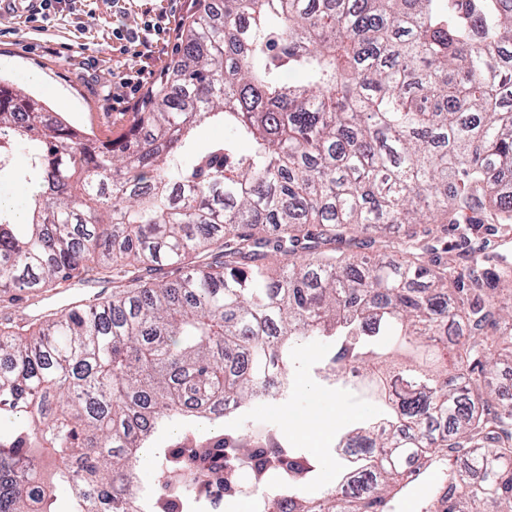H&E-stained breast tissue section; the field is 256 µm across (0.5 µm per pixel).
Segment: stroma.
Masks as SVG:
<instances>
[{
    "instance_id": "35a3bbf8",
    "label": "stroma",
    "mask_w": 512,
    "mask_h": 512,
    "mask_svg": "<svg viewBox=\"0 0 512 512\" xmlns=\"http://www.w3.org/2000/svg\"><path fill=\"white\" fill-rule=\"evenodd\" d=\"M208 0H66L62 10L26 18L18 13L0 23V78L29 96L45 102L48 111L61 114L71 126L109 142L132 126L144 93L152 89L177 59L181 30ZM151 10L165 27L161 61L148 63L137 48L116 40L112 31H138L142 13ZM143 71L142 92L134 98L112 101V85L119 75ZM35 72L40 82L29 83ZM428 237L432 247L425 260L447 268L450 280L472 290V269L483 254L495 253L501 266L512 270V225L482 218L480 223L434 224ZM327 348L314 342L298 353L301 368L288 406L263 403L248 409L251 433L277 429L288 447L300 450L317 464L310 485L313 491L331 486L336 479L334 442L337 430L364 419L369 405L356 391L322 385L313 373ZM315 416L328 426L327 433L309 437L299 429L304 418Z\"/></svg>"
}]
</instances>
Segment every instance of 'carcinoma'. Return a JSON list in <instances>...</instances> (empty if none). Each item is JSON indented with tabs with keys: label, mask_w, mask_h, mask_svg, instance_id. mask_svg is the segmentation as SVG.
<instances>
[{
	"label": "carcinoma",
	"mask_w": 512,
	"mask_h": 512,
	"mask_svg": "<svg viewBox=\"0 0 512 512\" xmlns=\"http://www.w3.org/2000/svg\"><path fill=\"white\" fill-rule=\"evenodd\" d=\"M183 44L117 144L0 99V173L29 156L25 222L0 207V512H55L58 489L69 512H168L136 485L167 427L157 482L182 512L207 503L178 444L209 434L224 441L204 452L255 486L280 472L268 512H390L408 465L448 450L464 463L441 512H512V401L474 372L512 359V277L484 271L468 302L379 248L395 224L476 207L512 223V0H221ZM207 123L224 140L197 151ZM73 279L112 297L14 331L20 293ZM315 339L335 342L322 382L363 364L382 398L337 434L351 499L303 495L314 462L245 430L271 390L288 403Z\"/></svg>",
	"instance_id": "1"
}]
</instances>
